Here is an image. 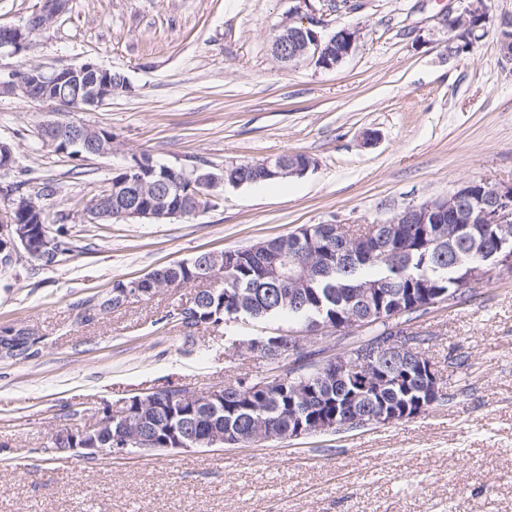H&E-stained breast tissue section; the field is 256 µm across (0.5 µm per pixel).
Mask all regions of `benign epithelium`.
Segmentation results:
<instances>
[{
  "instance_id": "1",
  "label": "benign epithelium",
  "mask_w": 512,
  "mask_h": 512,
  "mask_svg": "<svg viewBox=\"0 0 512 512\" xmlns=\"http://www.w3.org/2000/svg\"><path fill=\"white\" fill-rule=\"evenodd\" d=\"M299 5L293 8L284 22L276 31L275 58L284 64H296L308 61L318 68L331 70L340 66L354 51L360 39L356 28L344 27L327 38L321 36L319 29L327 26L324 16L318 14L310 0H297ZM68 0H43L39 11L27 18L21 26L0 27V53H20L27 45L31 35L46 27L55 17L64 13ZM484 17L480 16L476 5H471L457 13L448 8L447 24L458 33L454 41L459 43V51H464L465 44L475 41L474 34L479 29ZM73 83L80 87L78 96L65 99L50 94V91L63 83ZM43 88L41 100L55 102L75 112L90 106H100L112 94L128 89L127 82L117 83L112 80L110 70L99 65L89 66L83 63L75 66H64L52 71H45L39 66L26 69L25 77H12L8 82L0 81V94L21 95L30 97L33 87ZM99 130L74 120H50L40 129V135L52 148L72 149L80 156L87 152L94 156L109 154L100 149L96 140ZM315 161L303 153L288 154V162L267 160L262 163L261 174L265 177L280 175L301 176ZM238 167L231 164L224 167V173L218 174L203 165H194L189 171L178 172L175 184L162 179L150 186L145 180L142 169L136 163L126 167V176L114 185V192L119 211L116 217L125 220L148 218L157 223L166 219L185 216L182 202L189 203V209L196 214L201 210L197 199L202 191L211 192L221 185L239 186L242 181L229 179L226 173ZM393 224H454L456 232L461 233L473 224H496L493 244L482 246L474 243L472 249L461 255L454 254L450 266L459 267L472 261L474 269L469 273L466 287L477 288L491 272L512 277V184L486 183V187H477V182L468 181L460 185L444 200L411 205L391 220ZM45 245L35 239L31 226L22 224L11 214L8 219H0V267L12 265L22 256L35 259L44 257ZM319 245L308 240L305 253L288 252L281 257L282 262L297 269V283L301 284L317 276L320 268L318 262ZM233 258L216 253L196 262V282L205 286L216 284L222 272L231 269ZM382 285L365 286L360 291L359 304L352 309L349 319L339 318L327 321L302 335L296 336V345L304 346L311 336L342 334L351 328H364L371 319L378 317L389 319L404 315V301L399 300L387 309L383 305H375L382 296ZM115 297L106 298L93 305L88 317L96 312L107 311L112 306L122 305L132 298L141 297L142 290L132 284L126 288L114 290ZM28 341L31 346L37 345L36 338L20 331L18 336H0V358H12L18 351L17 344ZM224 399V388L210 390L205 393L188 392L183 402L191 403L192 407L209 405L212 401ZM134 410L124 421L125 432L112 436L113 415L106 414L92 425L74 424L67 429L51 433L48 449L54 452L79 451L86 459L123 453L134 447L142 450H154L158 445L168 449L180 448H212L230 443L221 429H210L204 433H196L191 427L173 428L168 435L161 437L154 426L157 416L167 411V403L163 399L151 395L139 396L134 399ZM426 409L423 403L416 408L405 409L402 416L380 414L371 417L375 424L393 423L398 420L414 418ZM341 426L335 415L323 416L314 420L309 429L311 433L333 432Z\"/></svg>"
}]
</instances>
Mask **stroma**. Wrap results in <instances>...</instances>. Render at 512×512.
<instances>
[{
	"label": "stroma",
	"instance_id": "stroma-1",
	"mask_svg": "<svg viewBox=\"0 0 512 512\" xmlns=\"http://www.w3.org/2000/svg\"><path fill=\"white\" fill-rule=\"evenodd\" d=\"M472 0H348L323 35L361 30L343 65H284L271 51L293 0H69L0 80L32 65L93 62L128 91L101 106L0 95V174L25 181L69 252L0 269V328L38 337L23 361L0 358V512H512V277L491 274L477 295L418 320L425 355L449 402L414 419L244 446L101 456L46 453L51 433L119 413L134 396L197 393L263 370L229 347L260 335L250 321L185 327L177 309L196 286L85 320L118 280L205 250H227L309 224L365 227L442 200L461 183H512V61L497 23L512 0H485L489 20L470 49L448 50L442 19ZM70 117L112 133L111 155L69 158L39 127ZM302 152L316 165L275 184L227 185L196 215L91 224L85 209L131 155L176 169ZM464 367L451 365L456 356Z\"/></svg>",
	"mask_w": 512,
	"mask_h": 512
}]
</instances>
